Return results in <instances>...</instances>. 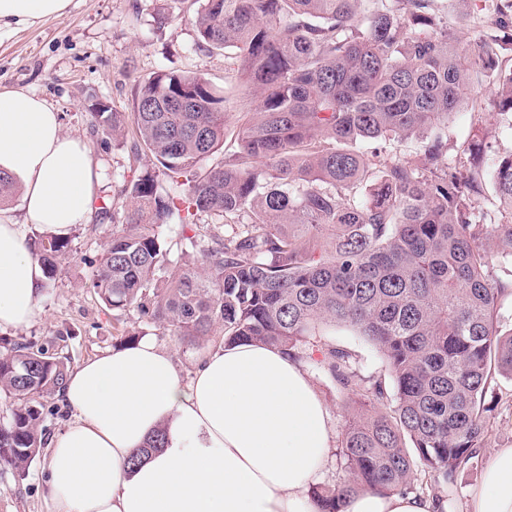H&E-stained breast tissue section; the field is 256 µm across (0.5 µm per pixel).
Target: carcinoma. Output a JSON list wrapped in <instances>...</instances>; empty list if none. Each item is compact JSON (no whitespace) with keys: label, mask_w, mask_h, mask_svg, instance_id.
<instances>
[{"label":"carcinoma","mask_w":512,"mask_h":512,"mask_svg":"<svg viewBox=\"0 0 512 512\" xmlns=\"http://www.w3.org/2000/svg\"><path fill=\"white\" fill-rule=\"evenodd\" d=\"M197 48L231 53L252 108L237 150L222 147L229 98L198 75L158 71L133 99L134 154L155 168L100 214L112 233L94 260L106 309L139 312L189 346L251 341L312 358L323 327L365 339L389 379L351 352L314 360L356 405L336 456L344 476L318 483L319 512L360 491L428 495L473 464L486 437L495 376L512 381V153L484 139L447 160L444 128L496 74L494 108L512 115L502 37L512 0H475L476 48L458 43L440 0H201ZM98 129L124 136L126 116L93 105ZM416 139L414 155L360 151ZM492 194L494 208L482 201ZM179 215L185 249L157 228ZM53 281L66 237L26 242ZM70 358L53 345L0 338V463L21 477L47 442L40 399L63 390ZM393 391H388L386 382ZM430 483L414 485L417 471Z\"/></svg>","instance_id":"carcinoma-1"}]
</instances>
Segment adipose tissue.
<instances>
[{"label":"adipose tissue","instance_id":"1","mask_svg":"<svg viewBox=\"0 0 512 512\" xmlns=\"http://www.w3.org/2000/svg\"><path fill=\"white\" fill-rule=\"evenodd\" d=\"M70 0H0V36L63 14ZM0 171L30 223L61 236L86 223L99 183L84 144L24 91H0ZM43 267L0 208V329L40 313ZM63 397L72 413L50 441L51 512H318L311 487L333 449L329 409L303 366L253 342L210 348L183 380L142 339L84 360ZM168 445L130 467L158 428ZM445 499L363 491L345 512H446ZM471 512H512V447L500 449Z\"/></svg>","mask_w":512,"mask_h":512}]
</instances>
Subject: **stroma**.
<instances>
[{
	"instance_id": "obj_1",
	"label": "stroma",
	"mask_w": 512,
	"mask_h": 512,
	"mask_svg": "<svg viewBox=\"0 0 512 512\" xmlns=\"http://www.w3.org/2000/svg\"><path fill=\"white\" fill-rule=\"evenodd\" d=\"M199 0H71L63 16L20 26L0 37V91L20 89L46 100L60 115L63 130L87 147L100 178L99 199H118L125 181L153 168L154 160L131 151L132 136L102 142L94 130L91 105L101 99L117 112L133 110L135 86L160 70L199 75L231 98L224 153L237 147L241 112L249 105L238 93L239 79L223 54L196 47L192 19ZM497 84L487 79L480 91L484 117L465 107L448 118L446 148L456 156L473 138L483 137L493 152L512 151V117L494 114ZM111 226L99 216L67 233L71 256L56 280L43 284L41 315L28 327L7 330V337L39 343L59 342L72 364L119 347L122 337L151 338L168 350L183 378H191L203 349L145 324L136 311H108L90 286L94 259ZM63 328L74 334L58 340ZM315 390L328 407L335 439H342L352 415L329 375L308 368ZM488 436L478 461L461 470L437 494L448 512H470L471 492L496 453L512 446V382L495 378L487 396ZM48 456L36 459L25 476L0 466V512H49Z\"/></svg>"
}]
</instances>
